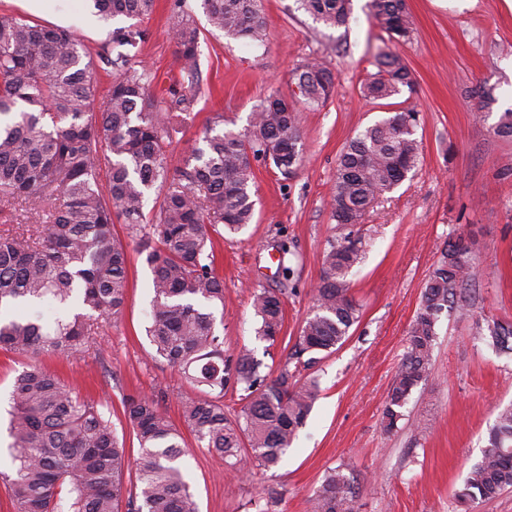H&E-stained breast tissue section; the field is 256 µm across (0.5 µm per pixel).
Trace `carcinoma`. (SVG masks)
Here are the masks:
<instances>
[{"label":"carcinoma","mask_w":512,"mask_h":512,"mask_svg":"<svg viewBox=\"0 0 512 512\" xmlns=\"http://www.w3.org/2000/svg\"><path fill=\"white\" fill-rule=\"evenodd\" d=\"M154 0H92L105 18L132 23L113 29L102 62L118 78L102 106L92 94V60L70 31L0 16V200H20L49 213L31 233L0 234V309L54 302L79 309L51 322L40 317L0 320V349L29 361L17 370L11 392L10 449L18 512H198L179 460L181 433L153 396L124 402L138 442L126 454L100 405L83 399L36 361L41 354L66 359L83 355L101 323L118 316L128 288L127 245L114 235L112 214L131 233L144 221L147 191L161 190L155 222L138 241L151 270L153 311L146 336L151 357L177 370L199 395L182 403V419L205 447L224 457L232 471L244 462L270 469L291 447L318 398L314 378L302 376L316 358L306 354L340 347L359 322L360 304L348 276L363 259L361 224L366 210L415 174L422 158L419 113H391L340 152L331 193V218L339 234L327 240L322 275L314 288L312 314L300 329L294 367L275 376L248 348L224 356L214 310L224 306V282L214 267V236L237 233L251 223L255 200L252 163L262 161L282 180L302 162L301 113L271 90L254 106L249 128L213 132L170 168L166 148L190 115L194 97L175 89L165 97L150 91L151 75L135 68L133 49L148 36L140 27ZM328 27L348 23L353 0H299ZM210 27L232 39L261 42L266 20L260 0H201ZM368 9L389 39L406 42L413 28L407 0H368ZM171 35L181 72H200V31L184 0H173ZM377 72L362 85L373 100L413 88V73L390 52L375 56ZM310 105L327 100L332 72L317 60L293 71ZM107 180L99 181L102 166ZM475 257L461 236L450 239L426 279L408 332L407 346L383 411L386 432L399 429L403 408L426 380L444 313L470 316ZM284 292L261 288L253 295L256 337L277 340L284 323ZM475 339L512 356V322L473 319ZM238 393L241 413H224V390ZM136 470L139 492L126 495L124 474ZM512 488V406L487 429L486 445L456 494L468 505ZM353 480L328 473L313 498V512H352Z\"/></svg>","instance_id":"cac0c4a2"}]
</instances>
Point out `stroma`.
<instances>
[{
	"instance_id": "1",
	"label": "stroma",
	"mask_w": 512,
	"mask_h": 512,
	"mask_svg": "<svg viewBox=\"0 0 512 512\" xmlns=\"http://www.w3.org/2000/svg\"><path fill=\"white\" fill-rule=\"evenodd\" d=\"M367 2L353 0L348 26L334 28L299 9L297 0H262L267 37L256 47L211 32L200 0H186L200 30L201 69L191 118L169 147L171 165L198 143L205 126L247 128L254 106L271 89L298 99L291 71L301 61L319 59L336 77L326 103L302 109L304 163L297 175L282 181L254 163L255 218L215 241L224 279V314L216 330L225 353L245 347L258 356L267 352L277 368L293 352L312 312L323 250L337 233L330 192L344 144L403 108L419 112L423 142L416 175L366 212V257L350 276L362 316L339 349L319 354L311 369L318 399L280 465L230 478L223 458L183 431L184 472L199 512H255L254 502L265 500L271 488L281 494L274 512H311L315 491L335 469L355 480L353 512H512V490L468 510L456 499L481 456L489 424L512 405V358L474 339L470 317L455 311L442 316L427 379L414 390L398 432L382 428L422 287L449 236L464 233L474 241L476 314L512 321V139L495 133L500 113L512 108V0H407L416 31L405 44L389 40ZM172 3L155 0L142 21L150 36L136 56L150 68L158 94L188 86L170 35ZM3 14L73 31L96 62L95 98L106 100L113 75L99 58L108 32L126 26L125 18L98 20L86 0H46L39 12L25 0H0ZM381 51L400 55L415 85L369 101L360 88L375 73ZM484 81L496 87L497 101L488 109L472 94ZM282 244L286 254L273 261ZM283 266L289 274H280ZM150 283L144 256L129 245L122 314L100 329L82 357L41 358L82 396L108 406L113 428L133 454L137 440L123 415L125 397L155 396L177 425L182 399L197 394L175 369L148 355ZM263 287L285 291L284 325L270 348L256 338L252 308L254 291ZM19 361L0 351V512H16L6 408Z\"/></svg>"
}]
</instances>
